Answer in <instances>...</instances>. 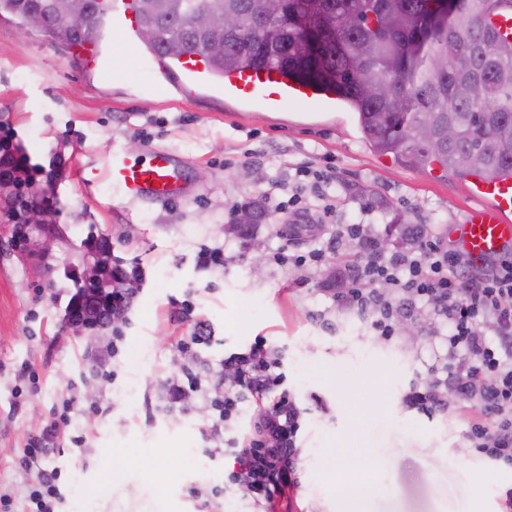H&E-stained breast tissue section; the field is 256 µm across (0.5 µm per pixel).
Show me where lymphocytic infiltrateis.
<instances>
[{
  "label": "lymphocytic infiltrate",
  "instance_id": "f902f5d3",
  "mask_svg": "<svg viewBox=\"0 0 512 512\" xmlns=\"http://www.w3.org/2000/svg\"><path fill=\"white\" fill-rule=\"evenodd\" d=\"M38 168L29 165L8 127L0 128V186L15 190L13 211L53 209L54 192L34 198L30 189ZM357 243L355 259L338 268L334 304L360 313L372 312L375 330L383 339L396 334L400 316L426 310L448 326V368L411 386L402 396L407 408L429 416L448 412V395L473 403L468 438L481 457L512 467V261L495 262L474 275L434 231L418 229L413 246H385L365 224H341L328 248L286 253L278 249L274 263L296 268L317 265L327 251H339L344 241ZM280 351L258 341L224 357V372L232 378L223 395L208 404L218 420L210 428L249 416L250 431L228 440L234 466L223 489L242 487L255 512H275L277 504L301 482L303 411L284 386Z\"/></svg>",
  "mask_w": 512,
  "mask_h": 512
}]
</instances>
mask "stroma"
<instances>
[{"instance_id": "35a3bbf8", "label": "stroma", "mask_w": 512, "mask_h": 512, "mask_svg": "<svg viewBox=\"0 0 512 512\" xmlns=\"http://www.w3.org/2000/svg\"><path fill=\"white\" fill-rule=\"evenodd\" d=\"M100 46L114 58V75L80 69L47 33L0 16V125L14 128L31 164L42 167L34 192L54 190L58 201L47 220L55 228L49 253L17 251L11 225L0 223V495L26 512L39 472L56 467L58 512H198L233 461L204 453L202 433L215 416L202 395L169 405L167 382L192 374L203 395H214L225 353L262 336L281 350L288 389L308 410L291 512H336L327 480L336 467L351 482L366 473L373 512H500L512 469L472 450L470 404L429 417L402 402L411 384L445 367L447 326L416 311L415 335L401 330L384 340L372 315L334 305L335 255L299 271L269 260L284 246L327 245L340 224H369L395 239L399 217L453 235L469 209L486 203L475 180L376 153L354 112L267 110L225 100L216 85L177 90L137 65L146 52L138 38L108 32ZM116 146L133 156L149 146L180 155L192 195L145 203L104 184L87 198L80 167L103 162ZM59 155L67 164L50 173ZM300 168L332 169L324 192L334 210L294 228L275 206L296 192ZM251 202L267 219L244 240L226 227ZM91 236L111 242L113 263L143 272L115 358L111 331L76 332L64 321L76 294L66 272L87 261ZM205 246L223 247V267L199 264ZM184 300L193 306L187 316L177 311ZM199 319L211 342L182 352ZM30 368L39 385L13 408ZM314 394L327 412L312 409ZM53 420L54 453L21 468L27 436ZM75 435L85 439L83 453L72 450Z\"/></svg>"}]
</instances>
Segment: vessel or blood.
Here are the masks:
<instances>
[{
  "mask_svg": "<svg viewBox=\"0 0 512 512\" xmlns=\"http://www.w3.org/2000/svg\"><path fill=\"white\" fill-rule=\"evenodd\" d=\"M111 28L123 37L133 36L139 26L137 0H99ZM74 52L84 68L107 74L112 60L104 55L96 39H88ZM143 63L158 67L163 75H174L179 84L203 85L213 76L211 65L201 56L185 54L169 62L158 53L144 57ZM226 97L244 104L277 109L292 103H316L325 108L336 106V94L328 87L292 79L279 68L239 69L222 78ZM84 191H94L109 183L121 196L149 203H170L189 197L192 188L187 166L164 148H147L133 157L122 149H113L104 163L86 162L80 171ZM480 192L489 198V206L469 211L454 233L457 246L475 262L498 256L512 248V180L480 183Z\"/></svg>",
  "mask_w": 512,
  "mask_h": 512,
  "instance_id": "obj_1",
  "label": "vessel or blood"
}]
</instances>
